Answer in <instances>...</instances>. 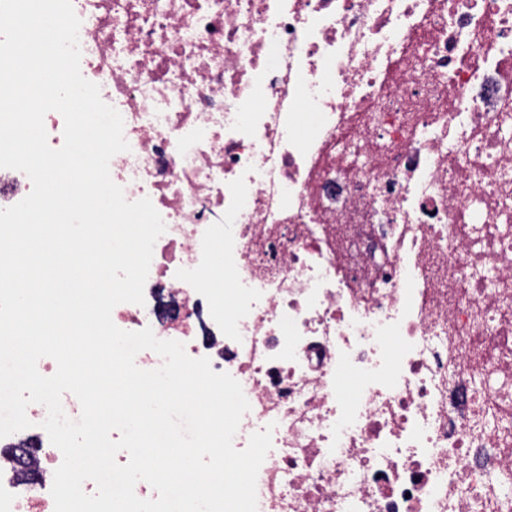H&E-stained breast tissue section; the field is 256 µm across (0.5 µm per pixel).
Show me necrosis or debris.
Returning <instances> with one entry per match:
<instances>
[{
    "mask_svg": "<svg viewBox=\"0 0 512 512\" xmlns=\"http://www.w3.org/2000/svg\"><path fill=\"white\" fill-rule=\"evenodd\" d=\"M72 6L166 225L112 320L241 384L258 512H512V0ZM62 460L13 433L0 512Z\"/></svg>",
    "mask_w": 512,
    "mask_h": 512,
    "instance_id": "obj_1",
    "label": "necrosis or debris"
}]
</instances>
